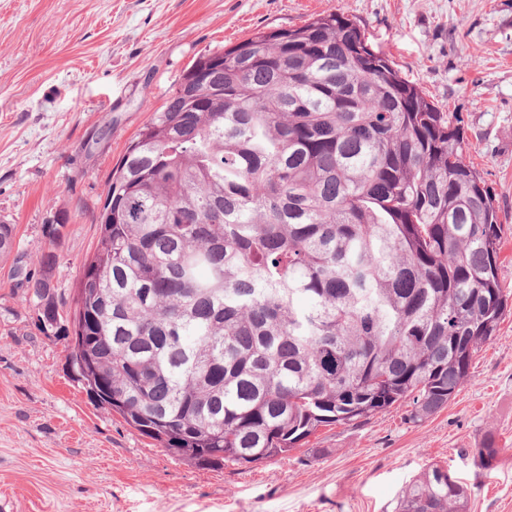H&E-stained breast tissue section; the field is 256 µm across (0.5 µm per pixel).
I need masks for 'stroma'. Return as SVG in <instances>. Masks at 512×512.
<instances>
[{"mask_svg":"<svg viewBox=\"0 0 512 512\" xmlns=\"http://www.w3.org/2000/svg\"><path fill=\"white\" fill-rule=\"evenodd\" d=\"M341 13L456 112L501 223L512 294V0H0V221L37 266L67 219L55 281L72 302L113 167L187 68L260 32ZM0 261V502L5 512H396L433 464L468 512H512V302L467 381L435 415L400 406L321 430L287 460L208 470L164 451L70 376L67 344L32 325ZM494 438L491 469L474 448Z\"/></svg>","mask_w":512,"mask_h":512,"instance_id":"35a3bbf8","label":"stroma"}]
</instances>
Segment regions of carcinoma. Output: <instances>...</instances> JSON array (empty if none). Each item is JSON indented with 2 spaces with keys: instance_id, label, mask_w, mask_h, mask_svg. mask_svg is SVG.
Instances as JSON below:
<instances>
[{
  "instance_id": "obj_1",
  "label": "carcinoma",
  "mask_w": 512,
  "mask_h": 512,
  "mask_svg": "<svg viewBox=\"0 0 512 512\" xmlns=\"http://www.w3.org/2000/svg\"><path fill=\"white\" fill-rule=\"evenodd\" d=\"M224 68L204 76L213 58ZM442 110L338 13L203 56L112 170L66 309L67 219L24 277L90 399L202 469L284 460L323 427L448 405L507 307L491 188ZM15 225L0 223V259ZM493 440L475 449L493 466ZM437 464L397 512H468Z\"/></svg>"
}]
</instances>
